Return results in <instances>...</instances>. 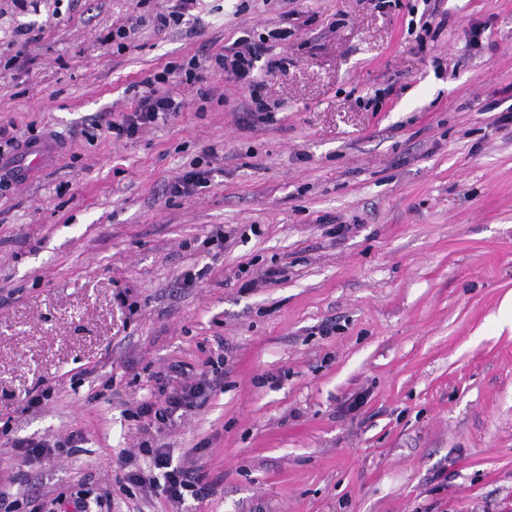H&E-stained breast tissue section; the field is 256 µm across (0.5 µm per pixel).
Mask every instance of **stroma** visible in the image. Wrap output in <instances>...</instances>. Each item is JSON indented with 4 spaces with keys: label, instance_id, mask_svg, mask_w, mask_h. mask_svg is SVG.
Masks as SVG:
<instances>
[{
    "label": "stroma",
    "instance_id": "obj_1",
    "mask_svg": "<svg viewBox=\"0 0 512 512\" xmlns=\"http://www.w3.org/2000/svg\"><path fill=\"white\" fill-rule=\"evenodd\" d=\"M171 4L0 0V125L65 146L0 191V491L19 512L80 490L90 512H512V0H197L108 41ZM276 27L268 120L224 73L175 74L177 115L112 135L155 72ZM198 158L206 187L171 194ZM218 357L158 438L212 486L176 510L115 459L149 462L132 413L157 372ZM74 435L26 465L9 445ZM177 2L167 14L159 13L153 20L154 27L158 31H165L173 26H178L185 15V11H189L191 5H194L196 0H176Z\"/></svg>",
    "mask_w": 512,
    "mask_h": 512
}]
</instances>
